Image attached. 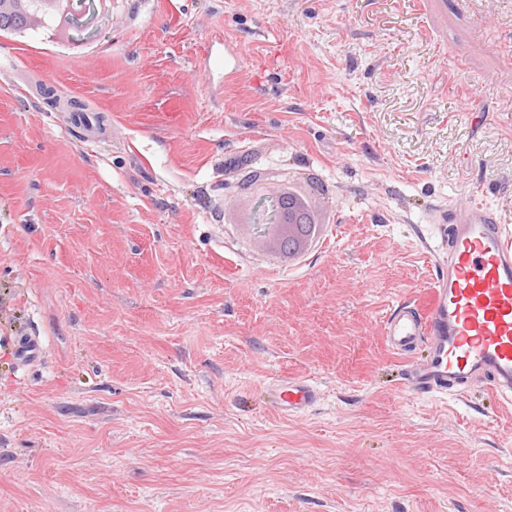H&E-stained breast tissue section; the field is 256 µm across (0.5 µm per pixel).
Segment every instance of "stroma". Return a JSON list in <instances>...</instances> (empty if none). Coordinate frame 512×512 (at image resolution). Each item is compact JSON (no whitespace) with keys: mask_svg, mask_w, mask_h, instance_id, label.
I'll return each instance as SVG.
<instances>
[{"mask_svg":"<svg viewBox=\"0 0 512 512\" xmlns=\"http://www.w3.org/2000/svg\"><path fill=\"white\" fill-rule=\"evenodd\" d=\"M50 25L0 31V512H512V404L414 392L384 339L441 212L512 225V0ZM253 170L321 215L300 258L230 220ZM267 391L273 407L284 416L302 413L318 399L316 387L308 380H276L268 384Z\"/></svg>","mask_w":512,"mask_h":512,"instance_id":"35a3bbf8","label":"stroma"}]
</instances>
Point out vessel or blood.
I'll return each instance as SVG.
<instances>
[{
  "label": "vessel or blood",
  "mask_w": 512,
  "mask_h": 512,
  "mask_svg": "<svg viewBox=\"0 0 512 512\" xmlns=\"http://www.w3.org/2000/svg\"><path fill=\"white\" fill-rule=\"evenodd\" d=\"M431 251L436 277L427 310L399 306L384 327L388 346L411 355L428 353L410 373L426 394H461L480 384L512 401V227L498 223L480 203L440 227ZM271 403L282 415L304 412L318 399L306 380L269 383Z\"/></svg>",
  "instance_id": "obj_1"
}]
</instances>
